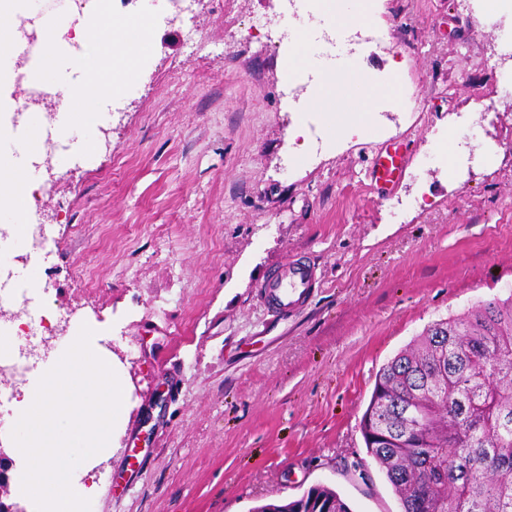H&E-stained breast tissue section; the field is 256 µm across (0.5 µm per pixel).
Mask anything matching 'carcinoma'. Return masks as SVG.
Wrapping results in <instances>:
<instances>
[{
    "instance_id": "cac0c4a2",
    "label": "carcinoma",
    "mask_w": 512,
    "mask_h": 512,
    "mask_svg": "<svg viewBox=\"0 0 512 512\" xmlns=\"http://www.w3.org/2000/svg\"><path fill=\"white\" fill-rule=\"evenodd\" d=\"M361 430L402 512H512V292L440 319L376 375ZM252 512H352L326 485Z\"/></svg>"
}]
</instances>
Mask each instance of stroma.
<instances>
[{
  "label": "stroma",
  "instance_id": "1",
  "mask_svg": "<svg viewBox=\"0 0 512 512\" xmlns=\"http://www.w3.org/2000/svg\"><path fill=\"white\" fill-rule=\"evenodd\" d=\"M224 2L200 5L194 57L182 25L156 23L154 65L25 214L53 250L12 241L0 271L70 327L100 323L128 379L112 455L82 475L91 512H249L316 484L353 512H400L360 429L378 370L512 292V10L337 0L380 39L358 51L339 30L326 47L309 6ZM254 15L276 23L240 38ZM327 51L356 77L398 74L391 105L333 124L285 95ZM394 141L409 161L385 193L369 162ZM296 259L320 285L270 322L258 285Z\"/></svg>",
  "mask_w": 512,
  "mask_h": 512
}]
</instances>
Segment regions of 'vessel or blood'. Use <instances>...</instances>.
Here are the masks:
<instances>
[{"label":"vessel or blood","instance_id":"b4317fda","mask_svg":"<svg viewBox=\"0 0 512 512\" xmlns=\"http://www.w3.org/2000/svg\"><path fill=\"white\" fill-rule=\"evenodd\" d=\"M406 158L401 148L388 147L372 160L371 177L383 190L393 188ZM317 284L313 267L291 263L260 285V296L273 316L284 317L299 309Z\"/></svg>","mask_w":512,"mask_h":512}]
</instances>
